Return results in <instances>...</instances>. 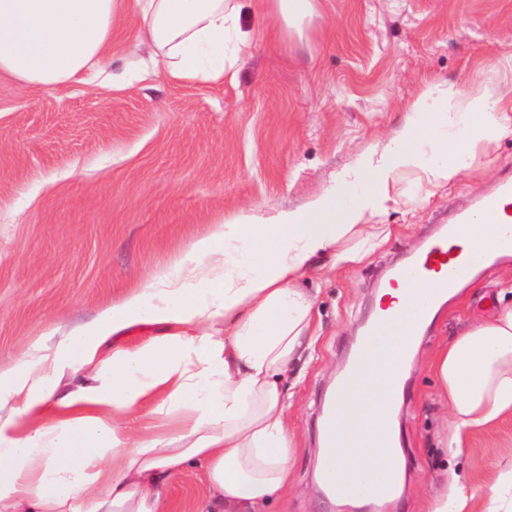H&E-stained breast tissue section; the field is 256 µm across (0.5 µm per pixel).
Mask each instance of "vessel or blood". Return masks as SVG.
<instances>
[{"instance_id": "obj_1", "label": "vessel or blood", "mask_w": 512, "mask_h": 512, "mask_svg": "<svg viewBox=\"0 0 512 512\" xmlns=\"http://www.w3.org/2000/svg\"><path fill=\"white\" fill-rule=\"evenodd\" d=\"M474 223L487 225L496 250L512 251V175L505 176L493 192L478 198L471 211L458 213L448 224L442 225L420 252L406 264L393 269L383 285L384 290H402L405 307L413 310L416 316H423L432 302L433 293L448 291L468 279L476 268L491 261L492 251L477 246L465 251L457 245ZM417 333V326L405 323L400 310L385 307L372 317L364 331V341L380 349L391 337ZM335 426V415L327 414L323 423L325 487L330 496L338 499H364L382 476L364 469L344 476L337 473L335 458L343 446L333 438ZM348 445L368 455L381 448L393 447L394 442L381 427L371 433L353 435Z\"/></svg>"}]
</instances>
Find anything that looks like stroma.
<instances>
[{
    "label": "stroma",
    "mask_w": 512,
    "mask_h": 512,
    "mask_svg": "<svg viewBox=\"0 0 512 512\" xmlns=\"http://www.w3.org/2000/svg\"><path fill=\"white\" fill-rule=\"evenodd\" d=\"M255 37L223 78H147L150 49L134 19L113 36L106 73L86 83L25 87L0 76V368L94 321L179 264L216 223L251 209L304 206L354 156L390 137L430 83L459 89L456 106L512 86V0H316L301 31H284L266 0H240ZM512 174V134L478 150L439 188L408 184L382 217L384 240L363 257L318 261L319 336L284 381L297 437L293 482L270 512H338L313 484L319 417L330 381L375 304L386 271ZM494 269L446 302L424 332L430 354L512 303ZM402 498L424 512L443 468L487 479L512 457V419L446 457L447 415L432 376L402 389ZM170 512H206L205 473L166 490Z\"/></svg>",
    "instance_id": "1"
}]
</instances>
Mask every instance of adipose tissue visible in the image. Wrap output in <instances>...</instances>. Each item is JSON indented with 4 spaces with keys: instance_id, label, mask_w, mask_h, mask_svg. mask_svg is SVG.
Instances as JSON below:
<instances>
[{
    "instance_id": "ef3b65f1",
    "label": "adipose tissue",
    "mask_w": 512,
    "mask_h": 512,
    "mask_svg": "<svg viewBox=\"0 0 512 512\" xmlns=\"http://www.w3.org/2000/svg\"><path fill=\"white\" fill-rule=\"evenodd\" d=\"M135 17L151 45L147 74L217 79L251 47L237 0H0V75L26 86L87 81L112 57V32ZM453 89L429 85L386 143L345 166L307 205L253 210L218 224L178 266L62 337L51 353L0 369V512H169L165 487L189 465L206 472L219 512H267L291 479L295 449L282 375L314 343V297L299 283L321 256L367 250L374 218L404 197V180L439 186L478 148L512 133V87L452 109ZM164 326L162 340L97 360L101 343L132 323ZM354 398L329 397L336 435L375 429L382 406L399 407V385L364 351ZM99 362L100 384L58 388L64 372ZM450 411L442 447L512 415V307L476 323L426 362ZM157 396L171 430L125 419ZM512 512V458L479 488L446 474L426 512Z\"/></svg>"
}]
</instances>
